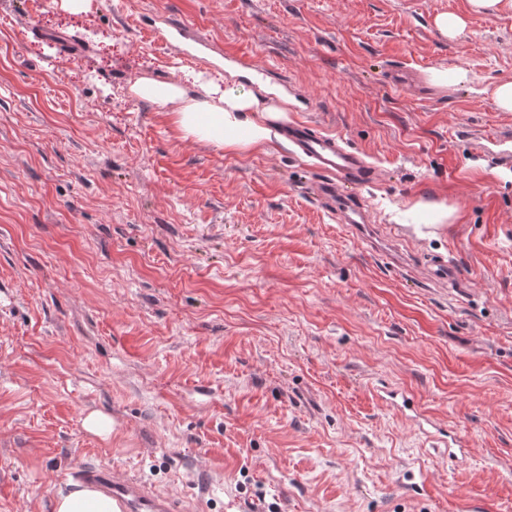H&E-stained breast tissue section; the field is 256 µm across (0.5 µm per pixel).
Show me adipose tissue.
<instances>
[{
  "label": "adipose tissue",
  "instance_id": "adipose-tissue-1",
  "mask_svg": "<svg viewBox=\"0 0 512 512\" xmlns=\"http://www.w3.org/2000/svg\"><path fill=\"white\" fill-rule=\"evenodd\" d=\"M202 97L188 95L178 83L151 79L136 81L133 93L156 104H174L175 122L184 137L220 148H242L271 143L279 122L285 121L283 106L262 101L250 92L202 85Z\"/></svg>",
  "mask_w": 512,
  "mask_h": 512
}]
</instances>
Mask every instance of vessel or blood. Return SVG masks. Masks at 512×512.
<instances>
[{
	"label": "vessel or blood",
	"instance_id": "vessel-or-blood-1",
	"mask_svg": "<svg viewBox=\"0 0 512 512\" xmlns=\"http://www.w3.org/2000/svg\"><path fill=\"white\" fill-rule=\"evenodd\" d=\"M283 132L297 159L316 171L318 178L312 191L328 212L344 224L368 223L369 209L358 193L373 178L364 154L351 148L340 136L317 131L305 121H290ZM427 274L432 282L442 285L453 286L460 280L457 267L441 258L430 261ZM70 477L73 482L111 498L112 512H183L181 500L140 480L118 477L98 464L76 463Z\"/></svg>",
	"mask_w": 512,
	"mask_h": 512
}]
</instances>
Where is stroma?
I'll return each mask as SVG.
<instances>
[{"label": "stroma", "instance_id": "obj_1", "mask_svg": "<svg viewBox=\"0 0 512 512\" xmlns=\"http://www.w3.org/2000/svg\"><path fill=\"white\" fill-rule=\"evenodd\" d=\"M170 19L211 57L167 49ZM56 34L84 53L61 58ZM437 69L467 79L438 86ZM199 74L275 89L289 119L363 151L365 235L282 141L188 139L173 105L129 91L147 77L197 97ZM508 81L512 6L0 0V512H52L78 461L193 512H512ZM418 202L452 216L426 226ZM440 257L462 287L422 275ZM384 386L468 455L434 447ZM94 411L110 438L84 429Z\"/></svg>", "mask_w": 512, "mask_h": 512}]
</instances>
